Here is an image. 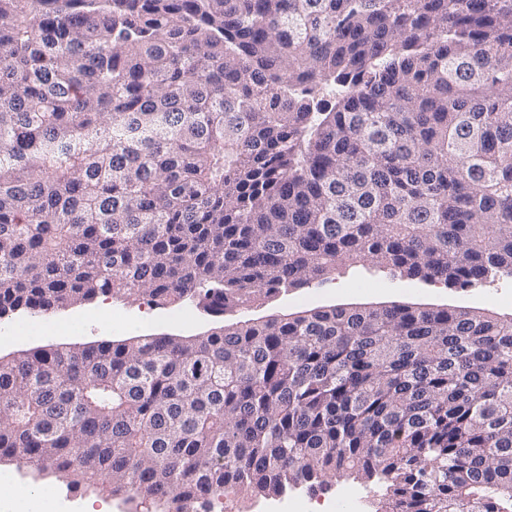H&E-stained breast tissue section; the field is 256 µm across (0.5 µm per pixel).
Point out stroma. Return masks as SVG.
<instances>
[{"instance_id": "35a3bbf8", "label": "stroma", "mask_w": 512, "mask_h": 512, "mask_svg": "<svg viewBox=\"0 0 512 512\" xmlns=\"http://www.w3.org/2000/svg\"><path fill=\"white\" fill-rule=\"evenodd\" d=\"M390 302L421 306L486 308L501 315L512 314V282L497 281L468 288H449L421 280L371 281L357 279L342 269L308 287L257 300L251 306L219 316L202 306L170 304L158 306L148 300L122 299L77 303L47 314H16L0 320V357L10 358L34 346L90 345L108 339L154 334L197 336L225 323L269 314L292 313L326 305H376ZM39 326L34 336L20 333L22 322Z\"/></svg>"}]
</instances>
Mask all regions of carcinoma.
I'll use <instances>...</instances> for the list:
<instances>
[{
  "label": "carcinoma",
  "mask_w": 512,
  "mask_h": 512,
  "mask_svg": "<svg viewBox=\"0 0 512 512\" xmlns=\"http://www.w3.org/2000/svg\"><path fill=\"white\" fill-rule=\"evenodd\" d=\"M334 100L325 106V97ZM512 279V0H0V319L334 271ZM134 512L354 477L512 512V315L392 302L0 360V461Z\"/></svg>",
  "instance_id": "1"
}]
</instances>
